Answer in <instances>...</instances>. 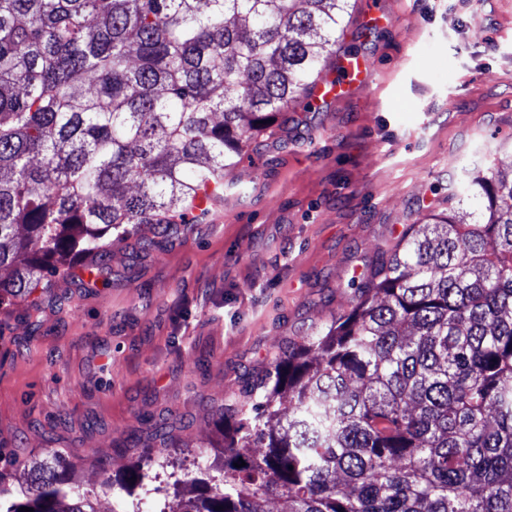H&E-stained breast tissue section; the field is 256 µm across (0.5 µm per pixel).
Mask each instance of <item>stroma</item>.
Wrapping results in <instances>:
<instances>
[{
    "label": "stroma",
    "instance_id": "1",
    "mask_svg": "<svg viewBox=\"0 0 512 512\" xmlns=\"http://www.w3.org/2000/svg\"><path fill=\"white\" fill-rule=\"evenodd\" d=\"M327 63L374 60L372 83L296 104L224 176L222 219L159 250H112L110 284L57 278L29 325L0 308V453L22 476L54 452L106 512H160L154 460L185 481L288 343L355 303L352 279L405 225L448 208L465 173L512 165V0H375ZM140 467L136 496L105 474Z\"/></svg>",
    "mask_w": 512,
    "mask_h": 512
}]
</instances>
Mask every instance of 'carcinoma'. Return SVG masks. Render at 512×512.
<instances>
[{"label": "carcinoma", "instance_id": "carcinoma-1", "mask_svg": "<svg viewBox=\"0 0 512 512\" xmlns=\"http://www.w3.org/2000/svg\"><path fill=\"white\" fill-rule=\"evenodd\" d=\"M349 7L0 0V305L97 283L132 238L162 248L257 137L316 108ZM457 196L477 221L406 225L348 314L291 343L232 427L216 413L222 455L161 512H512V165ZM69 468L36 458L18 491L0 471V512H102Z\"/></svg>", "mask_w": 512, "mask_h": 512}]
</instances>
